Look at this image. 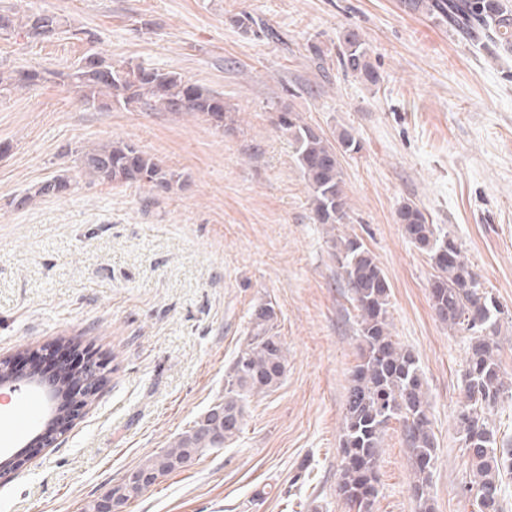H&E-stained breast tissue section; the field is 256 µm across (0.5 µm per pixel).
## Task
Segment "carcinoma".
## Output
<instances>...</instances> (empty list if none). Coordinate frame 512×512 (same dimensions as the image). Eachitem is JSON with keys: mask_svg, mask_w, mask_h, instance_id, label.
<instances>
[{"mask_svg": "<svg viewBox=\"0 0 512 512\" xmlns=\"http://www.w3.org/2000/svg\"><path fill=\"white\" fill-rule=\"evenodd\" d=\"M405 10L426 15L475 46L512 48V9L505 0H402ZM234 23L245 35L279 39L278 33L247 12ZM21 29L36 40H51L72 32L66 20L39 12L18 15L0 10V34ZM69 71L38 69L0 70V93L30 88L53 77L74 91L81 101L100 109H140L198 115L224 131L234 129L235 109L224 94L185 78L179 73L143 65H114L93 54ZM339 61L343 69L365 81H378L368 48L357 32L348 31ZM273 123L287 135L312 193V211L317 224L336 226L348 219L336 149L286 105H276ZM84 175L116 184L148 185L169 193L180 187L182 174L164 168L135 146L123 142L97 144L81 152ZM71 179L56 175L13 200L26 207L36 199L60 196L71 189ZM398 220L416 247L430 258L437 270L429 299L437 318L451 330L475 333L468 347L461 375L464 400L457 427L466 448L469 481L464 492L472 497L477 512H503L500 498L506 492L502 474L512 471V448L497 446V429L489 422L505 393L499 345L494 332L500 303L482 288L478 275L455 240L436 235L422 211L405 204ZM343 255L342 268L350 299L359 312L357 339L359 362L351 372L344 401V428L340 440L341 473L336 494L349 512H364L365 503L377 497V466L384 432L393 419L403 423L405 442L413 464L412 492L417 512H433L432 473L436 460V437L423 372L411 351L392 336L389 320L390 286L387 277L361 239L344 236L334 243ZM276 313L261 305L252 314L247 343L224 374V396L193 421L168 447L147 458L136 470L134 482L150 485L183 468L205 452L234 443L243 432L244 404L248 397L276 387L286 366L287 348L273 333ZM221 430L213 444L207 435ZM128 484L120 482L102 500L86 506L85 512H103L112 499L127 502Z\"/></svg>", "mask_w": 512, "mask_h": 512, "instance_id": "obj_1", "label": "carcinoma"}]
</instances>
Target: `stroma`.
<instances>
[{"label":"stroma","mask_w":512,"mask_h":512,"mask_svg":"<svg viewBox=\"0 0 512 512\" xmlns=\"http://www.w3.org/2000/svg\"><path fill=\"white\" fill-rule=\"evenodd\" d=\"M0 6L62 15L73 28L44 42L1 36L0 69L65 71L99 53L223 93L237 118L228 133L187 114L100 110L53 81L0 97V362L70 344L108 369L51 448L28 443L55 405L0 393L30 420L19 431L14 415H0V454L25 460L0 480V512H84L104 497L223 396L224 372L264 304L288 350L280 384L248 398L235 443L162 478L123 512H348L336 485L358 340L333 245L344 234L361 238L385 272L391 332L423 371L437 441L434 512H474L456 425L471 334L436 319V271L397 214L417 205L503 306L509 393L494 421L512 441V52L474 47L399 0ZM244 11L279 40L243 36L233 20ZM349 30L365 42L377 83L339 67ZM280 100L329 142L343 130L359 141L337 153L347 223H314L294 148L272 123ZM111 141L182 173L183 189L155 194L84 176L78 150ZM59 173L72 180L69 194L12 206ZM382 445L375 512H416L400 423Z\"/></svg>","instance_id":"35a3bbf8"}]
</instances>
